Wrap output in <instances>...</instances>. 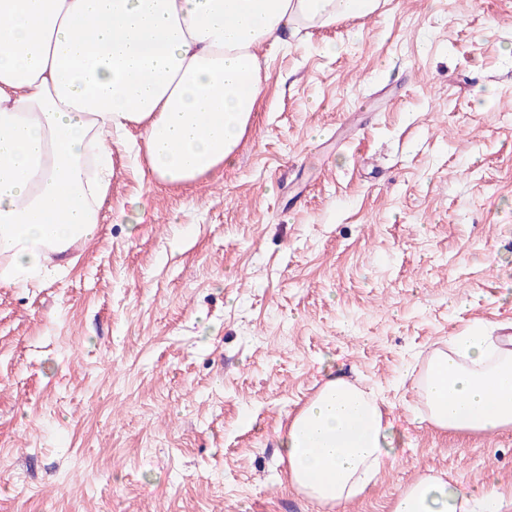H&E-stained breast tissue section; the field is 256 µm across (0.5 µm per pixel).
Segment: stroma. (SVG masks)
Wrapping results in <instances>:
<instances>
[{"label": "stroma", "mask_w": 512, "mask_h": 512, "mask_svg": "<svg viewBox=\"0 0 512 512\" xmlns=\"http://www.w3.org/2000/svg\"><path fill=\"white\" fill-rule=\"evenodd\" d=\"M258 55L233 165L114 154L95 236L0 287V512H329L281 436L330 372L404 432L340 512L426 474L512 512V428L414 420L449 336H512V0H380Z\"/></svg>", "instance_id": "1"}]
</instances>
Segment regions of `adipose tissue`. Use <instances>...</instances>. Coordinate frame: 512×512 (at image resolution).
<instances>
[{
	"mask_svg": "<svg viewBox=\"0 0 512 512\" xmlns=\"http://www.w3.org/2000/svg\"><path fill=\"white\" fill-rule=\"evenodd\" d=\"M377 0H0V285L53 277L92 238L112 154L146 156L163 184L228 163L264 89L256 50L298 24L367 15ZM425 421L512 427V350L477 325L434 351ZM377 396L327 376L281 438L292 484L322 505L364 494L395 461ZM476 496L421 477L393 512H470Z\"/></svg>",
	"mask_w": 512,
	"mask_h": 512,
	"instance_id": "obj_1",
	"label": "adipose tissue"
}]
</instances>
